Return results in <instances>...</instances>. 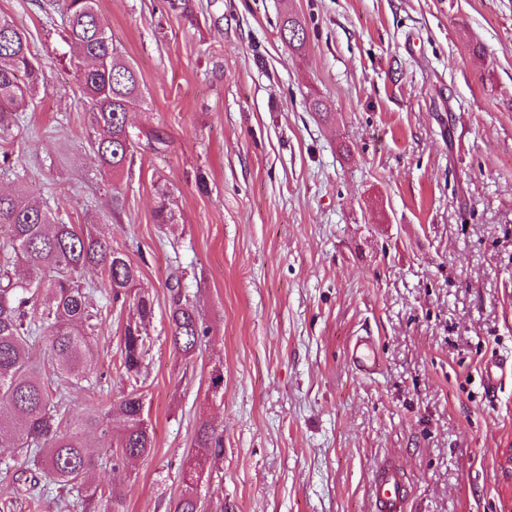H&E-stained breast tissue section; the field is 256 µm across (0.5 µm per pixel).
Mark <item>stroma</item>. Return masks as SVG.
I'll list each match as a JSON object with an SVG mask.
<instances>
[{
	"label": "stroma",
	"instance_id": "obj_1",
	"mask_svg": "<svg viewBox=\"0 0 512 512\" xmlns=\"http://www.w3.org/2000/svg\"><path fill=\"white\" fill-rule=\"evenodd\" d=\"M160 129L129 169H100L89 112L65 70L59 14L0 0L46 80L11 158L36 200L93 225L140 267L151 297L138 383L148 457L113 469L88 435L109 512H169L198 428L222 436L197 486L202 512H371L379 463L411 480L410 512H512V381L488 400L482 363L512 354V0H99ZM307 30L282 41L284 16ZM177 221H154L156 188ZM102 323L69 413L97 416L129 388V311L87 270ZM180 280L209 334L170 339ZM379 342L371 378L347 362ZM222 371L221 387L211 385ZM0 455V512H68L16 490ZM347 357L362 377H370L380 365V354L374 336H356L347 349Z\"/></svg>",
	"mask_w": 512,
	"mask_h": 512
}]
</instances>
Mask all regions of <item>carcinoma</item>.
I'll return each instance as SVG.
<instances>
[{"label": "carcinoma", "mask_w": 512, "mask_h": 512, "mask_svg": "<svg viewBox=\"0 0 512 512\" xmlns=\"http://www.w3.org/2000/svg\"><path fill=\"white\" fill-rule=\"evenodd\" d=\"M44 12L61 11L68 20L62 37L69 47L73 79L90 107L89 141L100 166L118 173L131 164L140 139L154 151L167 141L154 130L132 133L127 114L143 103L135 67L119 60L120 51L102 22L98 0H44ZM281 39L290 48L301 47L307 37L300 20L283 19ZM44 78V66L33 52L28 35L14 19L0 14V174L14 176L15 189L0 192V232L11 257L0 261V452L23 455L24 481H43L56 488L78 489L74 507L87 510L98 489L93 486L94 464L84 439L89 433H108L104 418L75 417L61 413L64 391L56 378L68 385L85 377L91 356L90 336L98 312L89 300L82 276L88 268L104 271L112 303L132 308L123 333L122 367L131 389L110 406L107 415L122 418L115 438L112 467L149 455L153 436L143 416L137 381L149 346L148 326L153 300L138 290L139 267L124 252L105 240L64 222L54 212L33 201L24 176L15 170L4 146L20 134L18 112L35 99ZM154 217L159 224L175 223L168 191L161 188ZM25 268L16 277L17 266ZM53 296V305L39 306L41 292ZM171 342L186 356L195 353L208 329L197 309L182 294L181 281L170 286ZM50 330L49 351L54 378L45 376L29 357L30 343L40 329ZM222 438L206 424L199 427L195 449L183 464L184 490L173 512H200L196 486L210 457L221 452Z\"/></svg>", "instance_id": "cac0c4a2"}]
</instances>
